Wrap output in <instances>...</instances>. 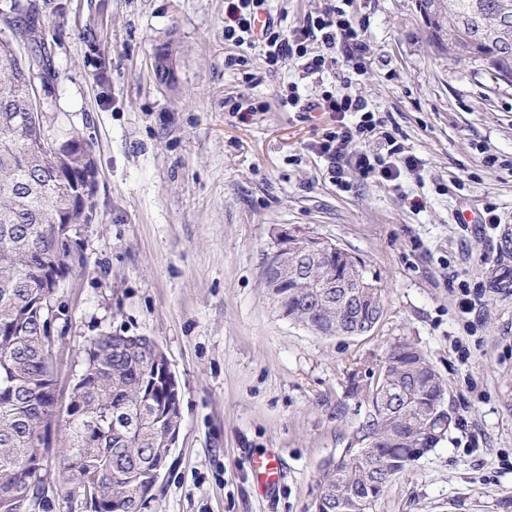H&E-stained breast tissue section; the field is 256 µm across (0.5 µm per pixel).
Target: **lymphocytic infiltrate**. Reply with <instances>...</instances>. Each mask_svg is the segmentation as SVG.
I'll return each mask as SVG.
<instances>
[{
  "label": "lymphocytic infiltrate",
  "instance_id": "obj_1",
  "mask_svg": "<svg viewBox=\"0 0 512 512\" xmlns=\"http://www.w3.org/2000/svg\"><path fill=\"white\" fill-rule=\"evenodd\" d=\"M266 0H224V41L236 47L262 44L267 71H275L286 59L293 60L300 71L308 76L319 73L332 60L335 51H342L348 60L365 59L369 45L365 29L353 14L341 7L338 0H323L317 14L307 16L300 25L286 30L274 21L256 28L255 21ZM286 102L301 112L320 110L336 113L340 119L334 130L324 134L316 145L317 153L329 160L335 179L345 175L344 161L355 156V166L367 178L392 181L400 168L396 155L403 146L384 131L380 120L369 109L360 95L324 94L319 98L302 101L296 88H289ZM353 114L355 122H346V114ZM379 145V153L367 154V144Z\"/></svg>",
  "mask_w": 512,
  "mask_h": 512
}]
</instances>
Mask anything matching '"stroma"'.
I'll return each instance as SVG.
<instances>
[{
  "label": "stroma",
  "mask_w": 512,
  "mask_h": 512,
  "mask_svg": "<svg viewBox=\"0 0 512 512\" xmlns=\"http://www.w3.org/2000/svg\"><path fill=\"white\" fill-rule=\"evenodd\" d=\"M19 2L53 51L45 134L75 129L98 169L74 237L83 262L58 290L62 393L87 340L114 331L153 339L178 380L179 440L147 512H305L359 418L351 383L406 339L460 424L374 512H512V288L498 285L512 271V83L434 51L416 0H352L370 53L349 88L342 55L306 77L290 61L268 72L262 47L229 51L224 0ZM294 83L365 97L416 170L387 182L353 169L337 186L312 150L334 115L284 107ZM471 210L497 221L460 223ZM285 228L366 261L385 295L374 331L320 336L273 309L263 263ZM265 454L280 471L269 492Z\"/></svg>",
  "instance_id": "obj_1"
}]
</instances>
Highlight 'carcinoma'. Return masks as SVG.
I'll use <instances>...</instances> for the list:
<instances>
[{
  "label": "carcinoma",
  "mask_w": 512,
  "mask_h": 512,
  "mask_svg": "<svg viewBox=\"0 0 512 512\" xmlns=\"http://www.w3.org/2000/svg\"><path fill=\"white\" fill-rule=\"evenodd\" d=\"M427 20L428 42L458 62L481 61L512 81V0H416ZM34 57L40 81L51 73L42 45ZM31 63L10 39L0 40V512H37L48 500L44 459L58 447L68 496L99 500L93 512H132L138 488L149 486L157 462L169 457L164 431L180 425L178 394L154 362L147 336L109 332L83 348L82 381L67 404L60 400L58 358L51 351L53 301L58 286L37 276L72 270L70 245L60 224H84L89 204L73 202L76 179L91 147L63 130L62 158L51 161L44 143L45 116L30 109ZM333 245L324 267L308 276L265 284L275 308L321 334L341 332L343 305L316 299L326 277L364 275L366 262ZM381 289L364 303L362 320L378 325ZM363 412L337 468L320 466L321 505L314 512H372L388 486L415 457L433 450L459 424L448 387L412 341L395 344L365 388ZM427 416L416 431L404 413ZM65 422L63 440L52 436Z\"/></svg>",
  "instance_id": "1"
}]
</instances>
